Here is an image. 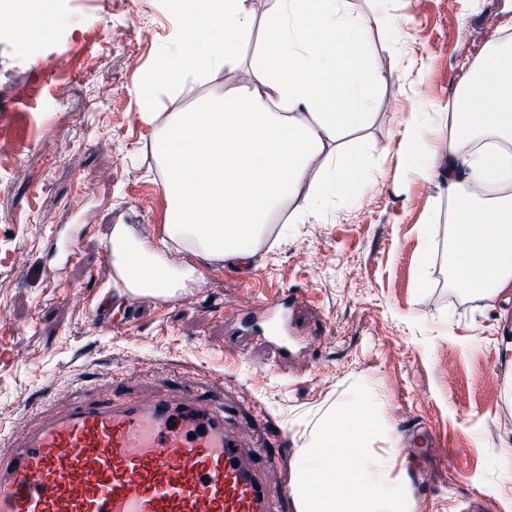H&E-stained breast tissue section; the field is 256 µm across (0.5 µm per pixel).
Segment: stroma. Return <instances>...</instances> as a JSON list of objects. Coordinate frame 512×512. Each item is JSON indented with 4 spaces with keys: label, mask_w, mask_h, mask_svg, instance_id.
I'll return each instance as SVG.
<instances>
[{
    "label": "stroma",
    "mask_w": 512,
    "mask_h": 512,
    "mask_svg": "<svg viewBox=\"0 0 512 512\" xmlns=\"http://www.w3.org/2000/svg\"><path fill=\"white\" fill-rule=\"evenodd\" d=\"M377 13L373 64L390 81L353 145L382 178L274 215L248 265L168 241L156 112L246 84L248 66L193 90L145 88L185 48L165 0H48L0 26V425L119 380L221 387L252 447L289 485L331 417L367 414L369 457L409 512H512V290L475 295L448 274L457 198L394 153L414 112H451L483 58L512 47V0H349ZM389 155H381L382 147ZM127 225L192 281L140 296L104 258ZM110 298L107 325L93 323ZM287 351L261 341L268 322Z\"/></svg>",
    "instance_id": "stroma-1"
}]
</instances>
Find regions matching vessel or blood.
<instances>
[{
    "instance_id": "vessel-or-blood-1",
    "label": "vessel or blood",
    "mask_w": 512,
    "mask_h": 512,
    "mask_svg": "<svg viewBox=\"0 0 512 512\" xmlns=\"http://www.w3.org/2000/svg\"><path fill=\"white\" fill-rule=\"evenodd\" d=\"M286 494L212 387L77 396L0 436V512H275Z\"/></svg>"
}]
</instances>
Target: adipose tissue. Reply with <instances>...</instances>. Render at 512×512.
Here are the masks:
<instances>
[{
	"label": "adipose tissue",
	"instance_id": "1",
	"mask_svg": "<svg viewBox=\"0 0 512 512\" xmlns=\"http://www.w3.org/2000/svg\"><path fill=\"white\" fill-rule=\"evenodd\" d=\"M186 56L159 68L152 89L238 68L252 33L260 44L250 83L229 84L192 112L171 113L154 143L165 170L166 231L207 260L249 261L270 217L287 206L309 210L323 194H349L371 173L347 134L366 127L368 103L386 77L372 65L377 15L352 13L348 0H268L255 16L249 0H166ZM466 112L414 114L398 151L455 193L460 183L495 189L482 204L460 202L453 252L459 287L477 294L512 288V51L488 54L469 77ZM484 148H467L470 131ZM112 264L136 295L177 288L151 250L124 225L112 231ZM135 256V268L126 259ZM368 419L344 413L312 449L298 475L301 512H406L387 497L368 466Z\"/></svg>",
	"mask_w": 512,
	"mask_h": 512
}]
</instances>
